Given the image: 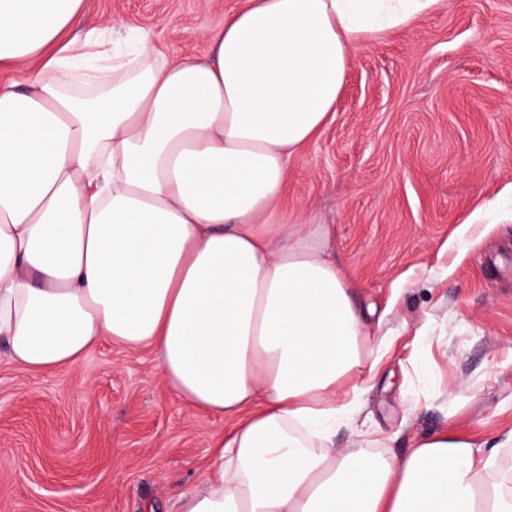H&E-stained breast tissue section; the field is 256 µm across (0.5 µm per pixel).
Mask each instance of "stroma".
<instances>
[{
	"label": "stroma",
	"instance_id": "stroma-1",
	"mask_svg": "<svg viewBox=\"0 0 512 512\" xmlns=\"http://www.w3.org/2000/svg\"><path fill=\"white\" fill-rule=\"evenodd\" d=\"M242 0H84L70 35L148 38L205 57ZM111 30H104V22ZM281 205L331 225L380 357L342 454L401 456L446 430L512 471V0H442L358 49L336 112ZM223 419L164 384L155 355L104 340L32 374L0 343V512H174Z\"/></svg>",
	"mask_w": 512,
	"mask_h": 512
}]
</instances>
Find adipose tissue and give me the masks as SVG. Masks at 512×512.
<instances>
[{
    "mask_svg": "<svg viewBox=\"0 0 512 512\" xmlns=\"http://www.w3.org/2000/svg\"><path fill=\"white\" fill-rule=\"evenodd\" d=\"M440 0H244L205 59L65 39L83 0H0V342L44 373L107 339L224 419L176 512H512L494 455L442 431L337 454L367 311L326 225L278 211L365 42Z\"/></svg>",
    "mask_w": 512,
    "mask_h": 512,
    "instance_id": "ef3b65f1",
    "label": "adipose tissue"
}]
</instances>
